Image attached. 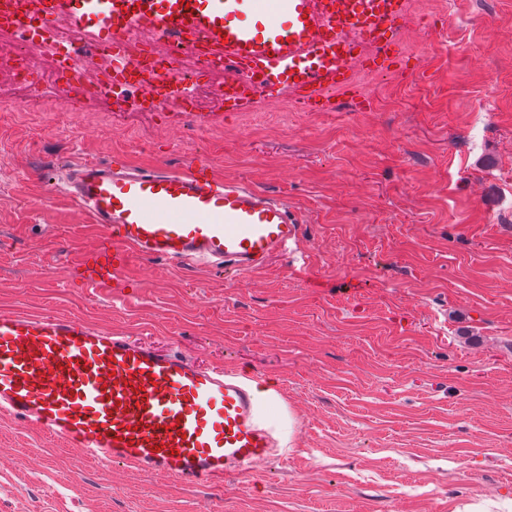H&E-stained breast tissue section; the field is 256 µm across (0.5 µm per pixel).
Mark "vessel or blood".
<instances>
[{
	"label": "vessel or blood",
	"instance_id": "1",
	"mask_svg": "<svg viewBox=\"0 0 512 512\" xmlns=\"http://www.w3.org/2000/svg\"><path fill=\"white\" fill-rule=\"evenodd\" d=\"M407 12L408 0H51L46 20L68 19L80 45H111L116 78L138 68L126 46L147 31L169 45L201 44L223 66L225 111L249 112L286 91L300 110L332 112L336 93L361 94L367 58L350 48L389 61ZM153 81L166 98H190L177 61ZM60 191L99 230L79 268L92 290L118 284L137 259L242 275L294 254L302 224L287 201L217 180L201 159L184 172L83 161ZM0 416L104 470L191 484L244 476L279 452L255 389L223 367L55 314L0 310Z\"/></svg>",
	"mask_w": 512,
	"mask_h": 512
}]
</instances>
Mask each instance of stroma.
<instances>
[{"label": "stroma", "instance_id": "stroma-1", "mask_svg": "<svg viewBox=\"0 0 512 512\" xmlns=\"http://www.w3.org/2000/svg\"><path fill=\"white\" fill-rule=\"evenodd\" d=\"M197 126L137 91L67 110L65 82L17 109L0 84V309L54 313L255 380L281 454L212 486L113 467L0 419V512H462L512 499V0H410L368 103L228 112ZM121 159L287 198L300 262L228 278L134 260L75 276L99 235L57 164Z\"/></svg>", "mask_w": 512, "mask_h": 512}]
</instances>
